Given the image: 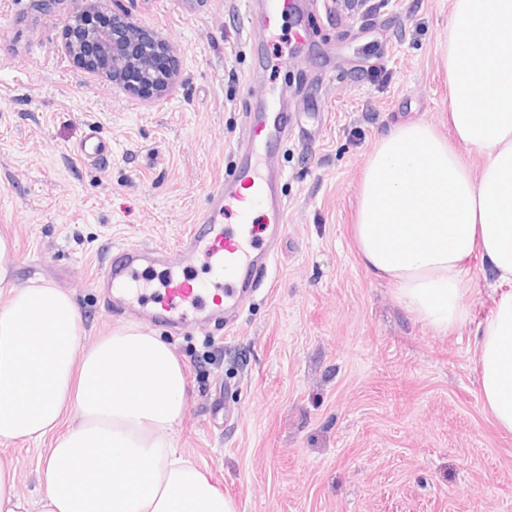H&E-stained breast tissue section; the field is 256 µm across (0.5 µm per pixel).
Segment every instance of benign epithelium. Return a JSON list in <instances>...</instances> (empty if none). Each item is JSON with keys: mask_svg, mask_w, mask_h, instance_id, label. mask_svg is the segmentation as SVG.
Masks as SVG:
<instances>
[{"mask_svg": "<svg viewBox=\"0 0 512 512\" xmlns=\"http://www.w3.org/2000/svg\"><path fill=\"white\" fill-rule=\"evenodd\" d=\"M72 39L66 50L73 56L91 51L98 62L97 73L121 84L123 74L133 69L142 81L156 85L157 92L167 90L177 76L174 66L166 64L170 56L165 42L140 40L128 17L106 7V0H74Z\"/></svg>", "mask_w": 512, "mask_h": 512, "instance_id": "1", "label": "benign epithelium"}]
</instances>
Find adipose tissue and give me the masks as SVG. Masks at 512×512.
<instances>
[{
	"instance_id": "adipose-tissue-1",
	"label": "adipose tissue",
	"mask_w": 512,
	"mask_h": 512,
	"mask_svg": "<svg viewBox=\"0 0 512 512\" xmlns=\"http://www.w3.org/2000/svg\"><path fill=\"white\" fill-rule=\"evenodd\" d=\"M451 10L439 52L454 138L423 120L381 135L352 235L365 271L435 332L472 322V259L501 285L475 324L473 363L486 407L512 434V0H451ZM14 253L0 235V445L49 441L40 512H236L174 449L188 368L170 344L132 323L82 347L75 301L41 280L14 286Z\"/></svg>"
}]
</instances>
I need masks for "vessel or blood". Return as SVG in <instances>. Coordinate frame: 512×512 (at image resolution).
I'll return each instance as SVG.
<instances>
[{
    "label": "vessel or blood",
    "instance_id": "obj_1",
    "mask_svg": "<svg viewBox=\"0 0 512 512\" xmlns=\"http://www.w3.org/2000/svg\"><path fill=\"white\" fill-rule=\"evenodd\" d=\"M302 9L301 0H245L246 14L261 16L258 36L263 40L277 30L283 15H296ZM294 107L287 93L274 88L250 101L243 114L246 148L235 150L232 169L214 183L197 222L167 258L181 267L205 256L212 274L207 287L180 274L152 286L143 279L142 266L164 258L147 246L114 251L96 287L115 290L129 305L158 296L157 305L144 317L176 334L191 331L195 313L219 307L232 312L244 293L262 287L274 256L264 242L279 236L287 222V205L278 191L284 173L274 160L273 149L291 140L305 146L310 143L293 121Z\"/></svg>",
    "mask_w": 512,
    "mask_h": 512
}]
</instances>
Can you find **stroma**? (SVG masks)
I'll list each match as a JSON object with an SVG mask.
<instances>
[{"label": "stroma", "instance_id": "1", "mask_svg": "<svg viewBox=\"0 0 512 512\" xmlns=\"http://www.w3.org/2000/svg\"><path fill=\"white\" fill-rule=\"evenodd\" d=\"M336 0L308 8L310 62L295 18L251 47L241 0H115L163 40L179 72L160 98L102 81L66 50L73 5L0 0V233L14 282L68 292L83 346L140 322L113 317L94 282L120 247H176L242 138L250 93L287 91L311 147L289 143L288 224L267 287L233 328L203 317L168 336L192 394L174 440L237 512H512V435L485 408L472 364L496 291L473 270L472 322L438 334L368 276L352 237L369 153L387 129L422 119L448 134L437 39L448 0ZM112 147L98 163L90 129ZM48 442L0 445V463L40 512Z\"/></svg>", "mask_w": 512, "mask_h": 512}]
</instances>
